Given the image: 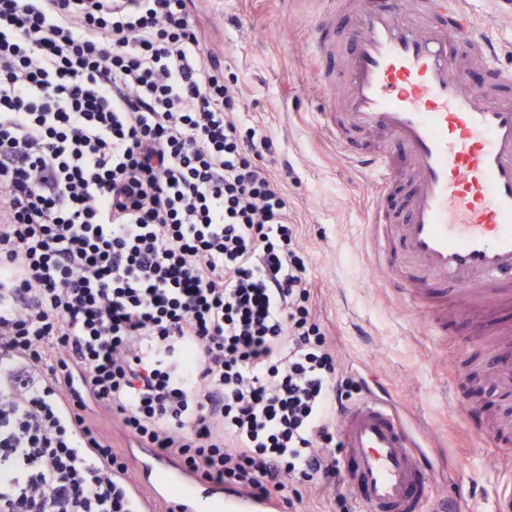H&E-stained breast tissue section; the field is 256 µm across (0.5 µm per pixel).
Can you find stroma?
<instances>
[{
    "instance_id": "1",
    "label": "stroma",
    "mask_w": 512,
    "mask_h": 512,
    "mask_svg": "<svg viewBox=\"0 0 512 512\" xmlns=\"http://www.w3.org/2000/svg\"><path fill=\"white\" fill-rule=\"evenodd\" d=\"M217 51L247 87L239 113L269 129L297 239L308 258L313 308L328 327L346 376L364 381L405 420L429 463L431 498L453 512H492L512 473V401L488 378L493 352L512 351V309L476 335L468 316L430 333L398 291L383 287L366 225L372 203L364 173L316 118L327 90L311 54L321 0H199Z\"/></svg>"
}]
</instances>
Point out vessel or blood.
<instances>
[{
  "label": "vessel or blood",
  "mask_w": 512,
  "mask_h": 512,
  "mask_svg": "<svg viewBox=\"0 0 512 512\" xmlns=\"http://www.w3.org/2000/svg\"><path fill=\"white\" fill-rule=\"evenodd\" d=\"M316 26H341L337 40H317L321 84L342 65L338 106L343 135L336 143L376 189L368 224L373 257L390 260L384 247L390 218L382 201L405 189L398 226L405 280L399 290L436 328L444 311H469L482 300L512 306V28L483 24L481 0H323ZM473 55L495 80L470 85L459 62ZM375 145L360 151L349 133ZM410 163L397 170L394 158ZM500 390L512 396V355L490 360ZM343 447L361 486L362 512H425L424 456L401 419L370 396L339 418ZM139 473L155 500L174 512H277L273 500L224 495L213 484L154 455Z\"/></svg>",
  "instance_id": "1"
}]
</instances>
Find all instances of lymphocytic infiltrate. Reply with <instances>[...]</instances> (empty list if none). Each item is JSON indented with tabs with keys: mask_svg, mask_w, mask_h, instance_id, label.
Wrapping results in <instances>:
<instances>
[{
	"mask_svg": "<svg viewBox=\"0 0 512 512\" xmlns=\"http://www.w3.org/2000/svg\"><path fill=\"white\" fill-rule=\"evenodd\" d=\"M195 0H0V512H140L103 419L296 512L343 374Z\"/></svg>",
	"mask_w": 512,
	"mask_h": 512,
	"instance_id": "f902f5d3",
	"label": "lymphocytic infiltrate"
}]
</instances>
